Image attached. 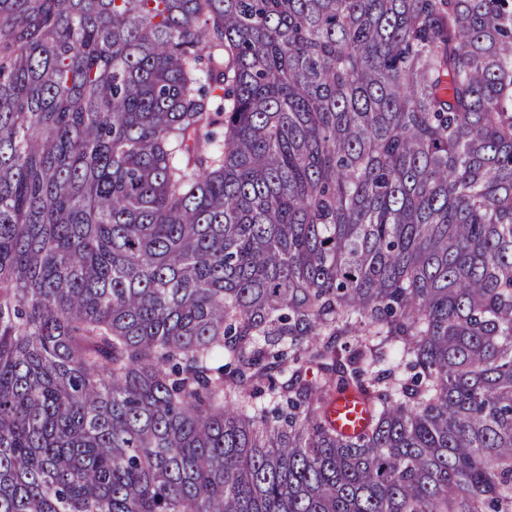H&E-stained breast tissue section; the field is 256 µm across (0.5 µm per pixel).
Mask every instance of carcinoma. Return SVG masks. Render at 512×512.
I'll use <instances>...</instances> for the list:
<instances>
[{"instance_id": "carcinoma-1", "label": "carcinoma", "mask_w": 512, "mask_h": 512, "mask_svg": "<svg viewBox=\"0 0 512 512\" xmlns=\"http://www.w3.org/2000/svg\"><path fill=\"white\" fill-rule=\"evenodd\" d=\"M0 512H512V0H0ZM368 417L363 401L353 394H346L336 399L331 419L342 432L358 435L366 428Z\"/></svg>"}]
</instances>
